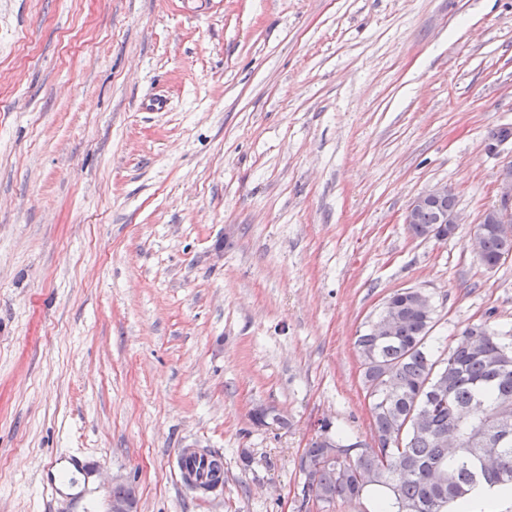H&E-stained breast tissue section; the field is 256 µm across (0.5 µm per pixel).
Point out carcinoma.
<instances>
[{
	"label": "carcinoma",
	"instance_id": "obj_1",
	"mask_svg": "<svg viewBox=\"0 0 512 512\" xmlns=\"http://www.w3.org/2000/svg\"><path fill=\"white\" fill-rule=\"evenodd\" d=\"M453 193L438 206L414 212L408 230L426 238L441 211L455 208ZM483 261L491 268L512 256V230L482 225ZM434 307L403 290L389 297L378 320L390 318L391 332L381 336L376 324L358 336L364 382L371 398L373 444L325 426L338 448L363 445L361 457L331 460L323 442L310 441L304 454L315 464L317 484L327 503L338 499L372 502L371 512H448L477 491L512 487V440L496 445L498 429L512 428V342L506 343L487 323L463 329L447 356L435 360L427 341ZM456 447H443L446 440ZM495 452V464L483 469L478 452ZM378 465L361 484L357 477ZM223 458L210 461L205 491L224 485Z\"/></svg>",
	"mask_w": 512,
	"mask_h": 512
}]
</instances>
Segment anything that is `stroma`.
<instances>
[{
  "label": "stroma",
  "instance_id": "stroma-1",
  "mask_svg": "<svg viewBox=\"0 0 512 512\" xmlns=\"http://www.w3.org/2000/svg\"><path fill=\"white\" fill-rule=\"evenodd\" d=\"M504 128L512 0H0V512H313L314 422L372 439L356 339L390 295L429 296L436 356L512 331V258L471 245ZM436 185L461 223L413 237ZM71 455L87 511L48 485ZM177 460L180 475L182 477L185 473H189L190 470H192L195 475H199L203 479L207 477V466L210 457L205 456L204 452L196 449L179 448Z\"/></svg>",
  "mask_w": 512,
  "mask_h": 512
}]
</instances>
